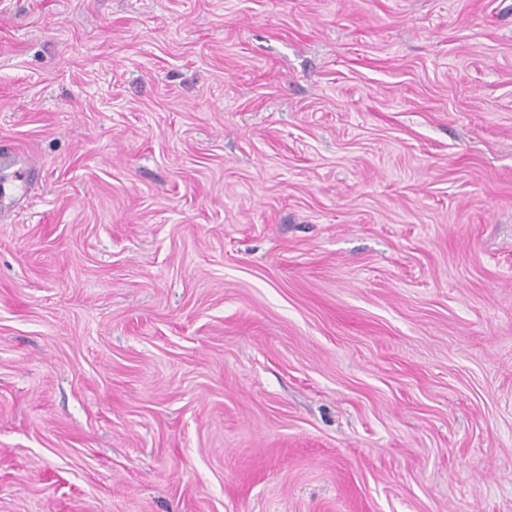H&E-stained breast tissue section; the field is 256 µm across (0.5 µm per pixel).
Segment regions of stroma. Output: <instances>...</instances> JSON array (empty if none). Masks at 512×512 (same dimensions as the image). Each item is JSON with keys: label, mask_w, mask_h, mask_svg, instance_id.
I'll return each instance as SVG.
<instances>
[{"label": "stroma", "mask_w": 512, "mask_h": 512, "mask_svg": "<svg viewBox=\"0 0 512 512\" xmlns=\"http://www.w3.org/2000/svg\"><path fill=\"white\" fill-rule=\"evenodd\" d=\"M0 512H512V0H0Z\"/></svg>", "instance_id": "stroma-1"}]
</instances>
